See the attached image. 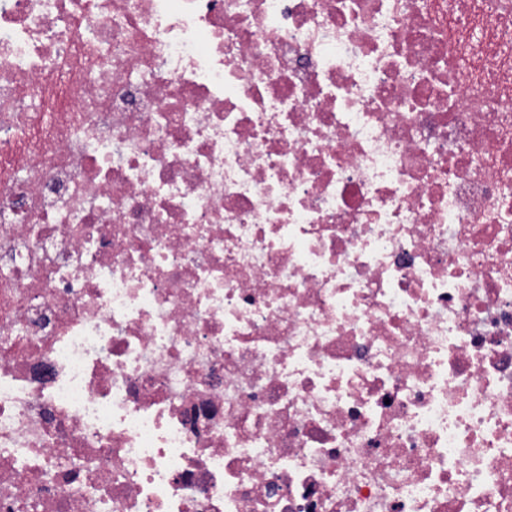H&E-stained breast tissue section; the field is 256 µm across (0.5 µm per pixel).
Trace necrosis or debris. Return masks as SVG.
<instances>
[{"label":"necrosis or debris","instance_id":"4bbe7bcc","mask_svg":"<svg viewBox=\"0 0 512 512\" xmlns=\"http://www.w3.org/2000/svg\"><path fill=\"white\" fill-rule=\"evenodd\" d=\"M0 512H512V0H0Z\"/></svg>","mask_w":512,"mask_h":512}]
</instances>
